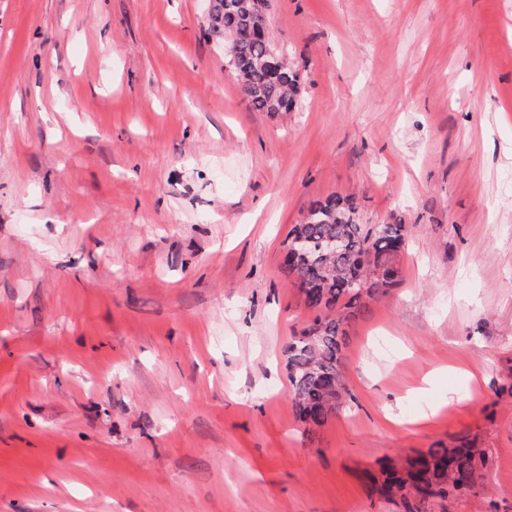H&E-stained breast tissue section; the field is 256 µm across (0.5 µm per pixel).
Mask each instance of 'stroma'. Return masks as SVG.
I'll return each mask as SVG.
<instances>
[{
	"label": "stroma",
	"mask_w": 512,
	"mask_h": 512,
	"mask_svg": "<svg viewBox=\"0 0 512 512\" xmlns=\"http://www.w3.org/2000/svg\"><path fill=\"white\" fill-rule=\"evenodd\" d=\"M210 0H0V512H402L376 460L463 437L437 512H512V0H271L294 111L244 101ZM404 224L308 440L282 242Z\"/></svg>",
	"instance_id": "obj_1"
}]
</instances>
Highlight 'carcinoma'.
Masks as SVG:
<instances>
[{"instance_id": "carcinoma-1", "label": "carcinoma", "mask_w": 512, "mask_h": 512, "mask_svg": "<svg viewBox=\"0 0 512 512\" xmlns=\"http://www.w3.org/2000/svg\"><path fill=\"white\" fill-rule=\"evenodd\" d=\"M213 22L224 28V55L248 104L258 112L292 111L300 75L286 62L278 73L268 71L267 61L276 50L272 40L252 37L251 0H219ZM288 236L299 243L286 242L290 250L283 269L305 306L318 312L287 347L290 399L311 437L341 410L348 393L341 373L349 342L347 321L367 301L387 295L401 282L395 260L406 230L399 222L366 228L359 223L354 202L333 195L313 202L308 217ZM338 236L346 251L330 258L321 245ZM488 463L485 449L461 437L451 448H430L383 465L382 477L372 479L371 490L388 501L400 500L403 512H435L438 503L474 492Z\"/></svg>"}]
</instances>
